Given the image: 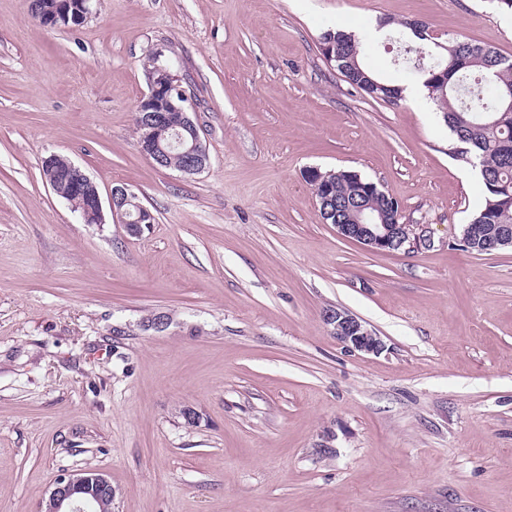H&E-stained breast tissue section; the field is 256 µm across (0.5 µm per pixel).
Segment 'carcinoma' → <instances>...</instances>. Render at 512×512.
Segmentation results:
<instances>
[{
  "label": "carcinoma",
  "instance_id": "cac0c4a2",
  "mask_svg": "<svg viewBox=\"0 0 512 512\" xmlns=\"http://www.w3.org/2000/svg\"><path fill=\"white\" fill-rule=\"evenodd\" d=\"M416 25L413 20L400 21L390 35L402 50L401 80L423 84L440 114L448 115V128L460 145L455 157L480 170L484 204L470 223L481 225L488 238L512 235V57L458 37L419 52L407 39L409 33L419 37ZM319 48L344 81L370 98L391 105L404 100L403 85L366 66L365 58L374 48L355 35L329 28L321 33ZM305 182L318 199L327 193L335 201L357 196L366 211L383 212L395 223L394 200L381 191L361 195L362 185L370 180L355 171L323 170Z\"/></svg>",
  "mask_w": 512,
  "mask_h": 512
}]
</instances>
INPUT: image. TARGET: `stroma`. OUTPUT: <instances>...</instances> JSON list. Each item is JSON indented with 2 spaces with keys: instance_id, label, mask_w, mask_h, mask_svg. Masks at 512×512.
Here are the masks:
<instances>
[{
  "instance_id": "1",
  "label": "stroma",
  "mask_w": 512,
  "mask_h": 512,
  "mask_svg": "<svg viewBox=\"0 0 512 512\" xmlns=\"http://www.w3.org/2000/svg\"><path fill=\"white\" fill-rule=\"evenodd\" d=\"M28 5L0 0V512H44L85 469L111 480L112 512H512V249L465 247L483 186L435 106L372 100L318 45L416 19L512 56V13L92 0L51 29ZM157 47L192 96L201 174L138 149ZM54 153L154 223H81L42 178ZM310 166L379 183L427 245L340 238ZM336 307L385 351H348Z\"/></svg>"
}]
</instances>
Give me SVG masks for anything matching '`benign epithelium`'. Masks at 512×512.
Segmentation results:
<instances>
[{
  "label": "benign epithelium",
  "mask_w": 512,
  "mask_h": 512,
  "mask_svg": "<svg viewBox=\"0 0 512 512\" xmlns=\"http://www.w3.org/2000/svg\"><path fill=\"white\" fill-rule=\"evenodd\" d=\"M90 0H56L54 8L33 13L36 21L48 28H69L82 23L89 12ZM192 101L181 88L178 76L169 72L164 83L148 79V92L137 104V111L149 113L150 131L139 143L140 151L153 160L162 161L164 147L154 138V130L164 127L169 132L167 148L177 150L189 159V165L180 168L183 174H199L208 167V154L202 143L199 128L189 117ZM179 120L171 122V116ZM43 179L54 192L63 197L60 177H65L72 193H85L92 199V206L78 211L85 224L105 223L102 200L96 184L74 163L58 154L43 158ZM135 194L124 186H115L110 194V210L127 231L138 236L144 221L150 220L151 212L133 200ZM341 210L354 213V222L348 224L336 220V233L343 239L356 242L368 250L393 253L409 251L427 243L425 235L410 228L408 224H389L382 216H374L365 210L360 199L343 202ZM470 239L481 240L484 250L512 247V237L481 239L470 226ZM324 319L332 327V333L347 348L367 354H380L385 344L365 322L341 309H329ZM112 482L97 470H83L76 474L60 476L52 489L45 512H87L95 502L109 498Z\"/></svg>",
  "instance_id": "1"
}]
</instances>
